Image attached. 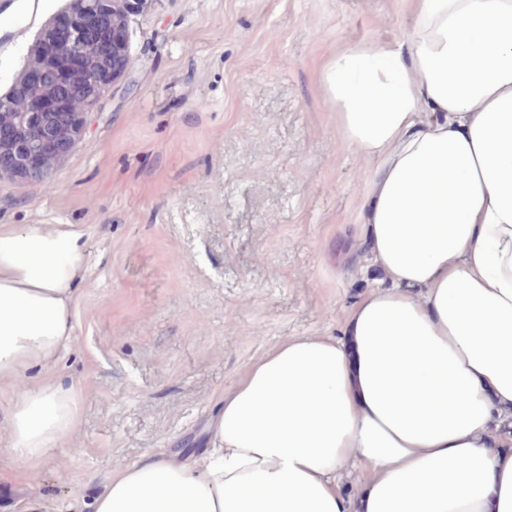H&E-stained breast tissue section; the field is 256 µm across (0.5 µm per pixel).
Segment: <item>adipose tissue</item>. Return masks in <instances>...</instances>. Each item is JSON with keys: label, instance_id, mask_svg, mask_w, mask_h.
Instances as JSON below:
<instances>
[{"label": "adipose tissue", "instance_id": "ef3b65f1", "mask_svg": "<svg viewBox=\"0 0 512 512\" xmlns=\"http://www.w3.org/2000/svg\"><path fill=\"white\" fill-rule=\"evenodd\" d=\"M413 14L404 39L336 51L321 72L369 166L380 280L342 336L250 363L211 448L189 463L145 449L93 512H512V0H413ZM86 245L77 224L0 225V389L21 460L78 423L81 392L53 372Z\"/></svg>", "mask_w": 512, "mask_h": 512}]
</instances>
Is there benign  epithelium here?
Listing matches in <instances>:
<instances>
[{
	"instance_id": "benign-epithelium-1",
	"label": "benign epithelium",
	"mask_w": 512,
	"mask_h": 512,
	"mask_svg": "<svg viewBox=\"0 0 512 512\" xmlns=\"http://www.w3.org/2000/svg\"><path fill=\"white\" fill-rule=\"evenodd\" d=\"M150 0H107L43 25L47 47L0 106V179L44 182L87 131L88 114L130 68L129 21Z\"/></svg>"
}]
</instances>
